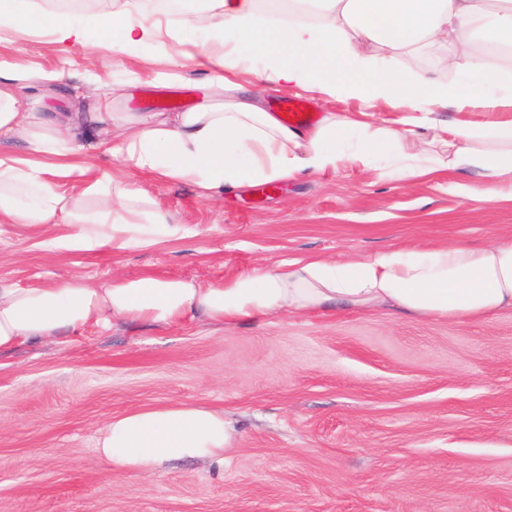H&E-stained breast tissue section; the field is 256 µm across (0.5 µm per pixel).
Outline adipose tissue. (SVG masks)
<instances>
[{"mask_svg":"<svg viewBox=\"0 0 512 512\" xmlns=\"http://www.w3.org/2000/svg\"><path fill=\"white\" fill-rule=\"evenodd\" d=\"M185 28L205 26L211 51H223L224 71L192 110L130 112L127 85L94 94L89 108L36 109L24 94L39 83L43 100L69 82L64 70L23 75L0 69V224L54 225L57 249L149 246L180 235L175 215L136 179L189 184L206 198L261 182L363 165L409 182L465 169L494 198L496 182L512 174V121L482 127L439 119L450 109L512 112V81L504 79L476 43L512 46V0H304L284 21L258 19L257 0H212L207 17L185 16ZM18 37L45 28L57 42L84 43L122 54L161 39L157 22L124 7L92 14L87 25L36 12L30 0L0 10V28ZM248 40L259 65L257 89L234 81L238 40ZM406 60L391 65L393 56ZM316 90L367 108H407L400 127H370L347 114L326 113L315 127L284 125L268 110L260 85ZM359 131L357 147L336 142ZM120 160L133 175L93 174L75 147ZM387 308L429 319L484 320L512 310V239L479 248L465 244L398 248L350 262L288 259L216 284L153 275L119 278L94 287L80 276L52 286L21 288L0 279V352L20 343L63 337L91 326L173 325L205 318L233 325L283 313ZM234 429L223 414L174 404L113 416L97 453L120 476L154 474L186 459L223 462Z\"/></svg>","mask_w":512,"mask_h":512,"instance_id":"ef3b65f1","label":"adipose tissue"}]
</instances>
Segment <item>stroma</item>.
Instances as JSON below:
<instances>
[{
	"label": "stroma",
	"instance_id": "stroma-1",
	"mask_svg": "<svg viewBox=\"0 0 512 512\" xmlns=\"http://www.w3.org/2000/svg\"><path fill=\"white\" fill-rule=\"evenodd\" d=\"M120 57L45 32L0 31V66L64 68L103 85L137 80L124 106L160 94L195 106L216 69L205 29ZM318 113L371 127L399 111L302 94ZM464 171L406 183L354 167L259 183L205 200L190 186L150 190L182 235L115 253L44 247L54 228L0 230V278L17 286L81 276L94 284L153 274L227 281L314 254L347 262L375 252L512 237V176L498 199ZM183 403L223 413L237 432L223 466L177 462L119 477L96 444L110 417ZM0 512H512V310L484 321L386 309L327 310L223 326L121 322L67 343L0 352Z\"/></svg>",
	"mask_w": 512,
	"mask_h": 512
}]
</instances>
